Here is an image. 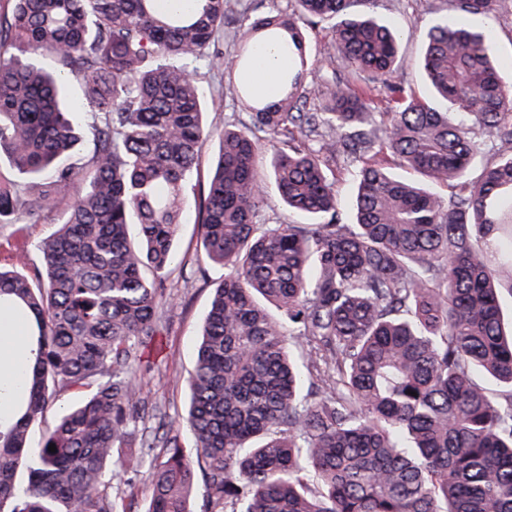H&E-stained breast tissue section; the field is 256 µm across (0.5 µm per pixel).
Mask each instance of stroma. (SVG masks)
Masks as SVG:
<instances>
[{"label": "stroma", "mask_w": 512, "mask_h": 512, "mask_svg": "<svg viewBox=\"0 0 512 512\" xmlns=\"http://www.w3.org/2000/svg\"><path fill=\"white\" fill-rule=\"evenodd\" d=\"M291 0H227L225 5L224 37L217 48L225 58H233L240 46L242 17H258L289 9ZM447 11L446 0H376L374 12L400 34L399 79L418 94H425L426 84L421 69L424 33L439 16ZM307 52L319 61V68L309 69L307 85L315 92L329 86L337 62L330 59L332 31L321 24L306 29ZM504 78L512 77V0H500L495 20L488 27ZM209 112L208 123L216 127L236 122L243 110L235 89L223 78L220 69L201 77ZM61 208H54L35 224L0 225V265L9 266L25 261L27 269L39 265L37 244L47 237L61 219ZM182 262L166 281L168 304L160 319V334L141 351L144 371L138 372L137 383L146 408L157 407L175 421L184 414L188 403L185 380L194 367L199 330L209 310L214 288L224 277L219 266H209L199 273L196 260L200 238L194 210H187L177 237Z\"/></svg>", "instance_id": "35a3bbf8"}]
</instances>
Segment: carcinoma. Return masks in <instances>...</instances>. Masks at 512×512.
<instances>
[{
    "label": "carcinoma",
    "instance_id": "obj_1",
    "mask_svg": "<svg viewBox=\"0 0 512 512\" xmlns=\"http://www.w3.org/2000/svg\"><path fill=\"white\" fill-rule=\"evenodd\" d=\"M10 2L0 224L64 210L37 245L39 270L0 267V311L27 321L31 354L20 413L0 426V512H129L136 482L120 451L139 350L157 335L189 178L214 138L194 205L201 262L224 279L186 416L148 443L159 452L142 512H512V329L499 302L512 291V153L493 145L512 141V83L467 21L493 19L499 0H448L424 36L426 99L397 81L396 32L356 10L374 0H295L246 19L225 63V0ZM322 22L359 84L335 82L307 112L317 62L304 28ZM267 40L290 49L269 101L250 79ZM202 60L247 108L219 132L204 120ZM380 90L389 112L368 107ZM338 163L356 182L351 221ZM269 187L309 222L258 223Z\"/></svg>",
    "mask_w": 512,
    "mask_h": 512
}]
</instances>
